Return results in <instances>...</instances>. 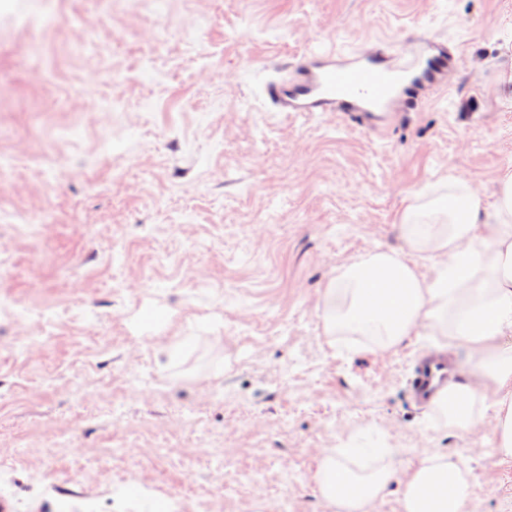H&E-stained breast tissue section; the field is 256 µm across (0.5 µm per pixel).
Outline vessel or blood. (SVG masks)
Returning a JSON list of instances; mask_svg holds the SVG:
<instances>
[{
  "label": "vessel or blood",
  "mask_w": 512,
  "mask_h": 512,
  "mask_svg": "<svg viewBox=\"0 0 512 512\" xmlns=\"http://www.w3.org/2000/svg\"><path fill=\"white\" fill-rule=\"evenodd\" d=\"M387 43L371 51L343 54L336 48L309 50L284 68L279 79L265 86V98L277 112H343L358 126L383 133L392 110L411 112L444 88L449 70L462 58L457 45L426 40L414 43L411 59L395 68ZM444 367L422 359L412 388L418 399H432L440 390Z\"/></svg>",
  "instance_id": "1"
}]
</instances>
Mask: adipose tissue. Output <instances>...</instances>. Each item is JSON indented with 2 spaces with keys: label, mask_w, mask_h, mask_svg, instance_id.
I'll use <instances>...</instances> for the list:
<instances>
[{
  "label": "adipose tissue",
  "mask_w": 512,
  "mask_h": 512,
  "mask_svg": "<svg viewBox=\"0 0 512 512\" xmlns=\"http://www.w3.org/2000/svg\"><path fill=\"white\" fill-rule=\"evenodd\" d=\"M447 191L415 193L401 217L410 251L435 263L434 278L420 276L396 252L367 254L339 268L326 288L321 317L327 333L371 331L382 347L399 344L419 328H441L469 356L458 377L433 401L457 427L473 433L496 411L495 453L512 459V172L497 183L496 202L485 210L466 182L448 180ZM391 473L357 477L325 453L317 480L339 512H370ZM476 496L457 464L429 458L408 480L403 512H464Z\"/></svg>",
  "instance_id": "obj_1"
}]
</instances>
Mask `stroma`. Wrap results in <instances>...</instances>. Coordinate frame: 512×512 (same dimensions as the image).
Instances as JSON below:
<instances>
[{"label":"stroma","mask_w":512,"mask_h":512,"mask_svg":"<svg viewBox=\"0 0 512 512\" xmlns=\"http://www.w3.org/2000/svg\"><path fill=\"white\" fill-rule=\"evenodd\" d=\"M458 44L448 89L386 137L274 112L287 61L334 39ZM512 169V0H0V499L13 512H333L323 455L426 459L476 512L512 460L409 389L440 331L330 335L347 265L403 248L406 197L454 178L484 208Z\"/></svg>","instance_id":"stroma-1"}]
</instances>
